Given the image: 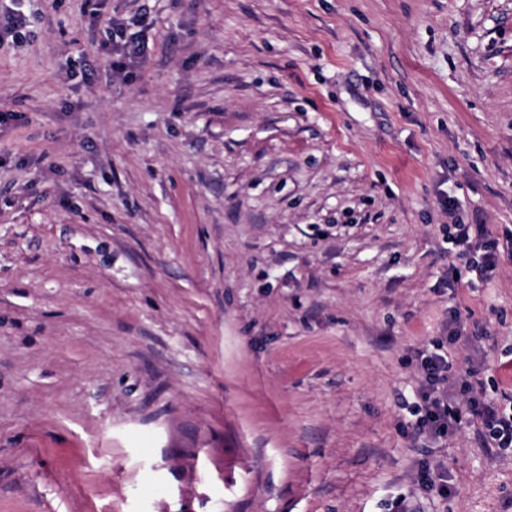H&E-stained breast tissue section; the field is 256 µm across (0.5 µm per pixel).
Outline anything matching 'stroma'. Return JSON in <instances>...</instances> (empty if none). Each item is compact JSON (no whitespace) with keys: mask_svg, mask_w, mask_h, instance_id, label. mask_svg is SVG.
Instances as JSON below:
<instances>
[{"mask_svg":"<svg viewBox=\"0 0 512 512\" xmlns=\"http://www.w3.org/2000/svg\"><path fill=\"white\" fill-rule=\"evenodd\" d=\"M139 27L116 76L105 22ZM0 512H512L409 356L512 390V0H0ZM441 467L452 492L422 488ZM481 224H448V256L454 260L448 267V287H455L461 281L464 270L476 269L484 280L491 279L498 266V245L488 240L489 232ZM483 251L480 261L472 258L478 251Z\"/></svg>","mask_w":512,"mask_h":512,"instance_id":"1","label":"stroma"}]
</instances>
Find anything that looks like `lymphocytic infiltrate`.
Here are the masks:
<instances>
[{
    "mask_svg": "<svg viewBox=\"0 0 512 512\" xmlns=\"http://www.w3.org/2000/svg\"><path fill=\"white\" fill-rule=\"evenodd\" d=\"M109 36L101 49L112 59L114 73L123 74L144 56L145 49L135 34L117 20H108ZM448 282L461 281L464 271L474 270L491 279L498 266V246L490 242L485 227L477 224H452L448 227ZM413 358L422 374L420 416L413 427L415 435L439 442L448 439L462 425L475 428L481 447H512V397L487 396L475 371L458 381L448 377L453 363L442 347L431 351L415 350ZM464 402H457V394Z\"/></svg>",
    "mask_w": 512,
    "mask_h": 512,
    "instance_id": "f902f5d3",
    "label": "lymphocytic infiltrate"
}]
</instances>
